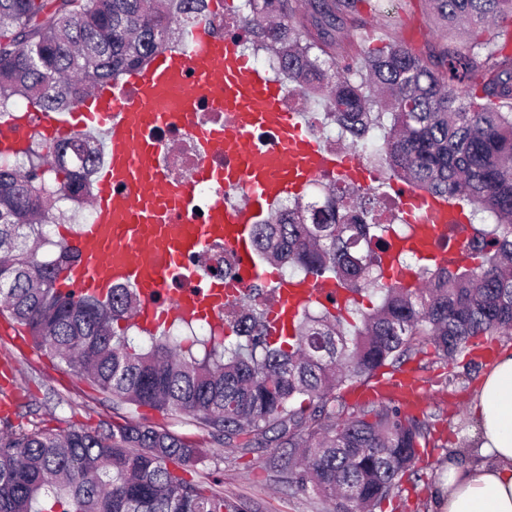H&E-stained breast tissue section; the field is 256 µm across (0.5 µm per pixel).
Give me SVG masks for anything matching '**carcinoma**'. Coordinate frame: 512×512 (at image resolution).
I'll return each instance as SVG.
<instances>
[{"instance_id": "carcinoma-1", "label": "carcinoma", "mask_w": 512, "mask_h": 512, "mask_svg": "<svg viewBox=\"0 0 512 512\" xmlns=\"http://www.w3.org/2000/svg\"><path fill=\"white\" fill-rule=\"evenodd\" d=\"M240 0L243 43L271 59L293 88L327 102L336 126L390 175L470 207L462 242L472 265L416 270L421 287L384 281L383 253L396 232L380 199L343 180L322 198L291 196L255 225L257 258L332 278L373 298L345 313L305 309L288 340H268L250 304L224 331L195 322L148 331L130 321L134 288L107 299L61 288L80 261L49 227L70 221L56 203L87 202L104 151L80 133L42 154L29 142L0 156V313L44 354L77 372L115 408L187 416L220 445L264 447L267 467L320 504L340 497L377 512L414 474L429 424L388 405L347 406L344 393L431 347L452 362L484 337L512 336V0H426L436 29L426 50L400 37L350 44L328 30L361 26L363 0ZM208 0H0V117L16 100L65 113L99 85L180 47L206 19ZM202 449L129 417L81 428L0 429V512H245L220 482L187 479L170 465L198 463Z\"/></svg>"}]
</instances>
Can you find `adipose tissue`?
Listing matches in <instances>:
<instances>
[{
    "mask_svg": "<svg viewBox=\"0 0 512 512\" xmlns=\"http://www.w3.org/2000/svg\"><path fill=\"white\" fill-rule=\"evenodd\" d=\"M473 461L449 464L441 512H512V352L494 361L471 400Z\"/></svg>",
    "mask_w": 512,
    "mask_h": 512,
    "instance_id": "ef3b65f1",
    "label": "adipose tissue"
}]
</instances>
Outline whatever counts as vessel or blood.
<instances>
[{"label": "vessel or blood", "mask_w": 512, "mask_h": 512, "mask_svg": "<svg viewBox=\"0 0 512 512\" xmlns=\"http://www.w3.org/2000/svg\"><path fill=\"white\" fill-rule=\"evenodd\" d=\"M284 89L268 72L253 67L238 36L213 35L198 24L185 46L158 52L143 70L131 72L120 86L107 84L80 100L68 117L54 112L23 111L0 127V153L24 147L31 128L46 138L89 125L101 134L106 161L99 168L91 197L92 219L67 232L81 253L69 272V287L80 295L105 297L112 286L131 284L141 302L134 320L158 329L176 321L217 319L224 305V286L204 282L197 288H175L182 261L205 243L221 239L255 275L252 229L265 220L276 201L301 193L318 175L338 173L353 182L368 179L365 168L342 150H328L313 138L300 113L283 105ZM223 113L224 127L198 124L202 104ZM194 125L208 162L195 184L172 185L154 163L161 145L153 129L170 122ZM273 135L270 147L250 143L252 132ZM228 158L227 166L211 165L212 157ZM240 187L241 204H214L203 223L192 218L196 183ZM412 224L409 240L393 241V251L414 250L423 261L456 265L458 247L446 248L448 225L460 209L446 199L391 182ZM269 325L288 332L295 314L306 304H332L344 293L334 281L276 279ZM369 399L394 400L403 407L419 400L410 377L378 380L367 388Z\"/></svg>", "instance_id": "vessel-or-blood-1"}]
</instances>
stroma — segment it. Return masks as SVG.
<instances>
[{
    "label": "stroma",
    "mask_w": 512,
    "mask_h": 512,
    "mask_svg": "<svg viewBox=\"0 0 512 512\" xmlns=\"http://www.w3.org/2000/svg\"><path fill=\"white\" fill-rule=\"evenodd\" d=\"M433 30V21L422 11L420 0H383L374 20L362 25L355 36L377 43L400 35L421 48L430 41ZM507 348L512 349V338L502 337L473 347L469 354L459 358L455 377L449 384L443 380L442 363L433 355L420 353L408 361V369L425 382L424 400L415 416L429 420L431 445L416 463L417 476L404 477L398 496L384 504L382 512H438V478L449 456L458 452V430L470 427L472 395L491 366V356ZM10 366L17 369L13 383L15 401L9 412L13 425L51 430L75 425L95 431L100 422L120 416L111 401L91 390L75 372L16 337L7 316L2 314L0 370ZM135 418L165 423L170 431L202 448L204 459L187 469V477H219L225 495L241 500L246 512H324L312 497L274 481L266 469L270 449L222 447L185 416L165 420L157 411L142 408Z\"/></svg>",
    "instance_id": "35a3bbf8"
}]
</instances>
